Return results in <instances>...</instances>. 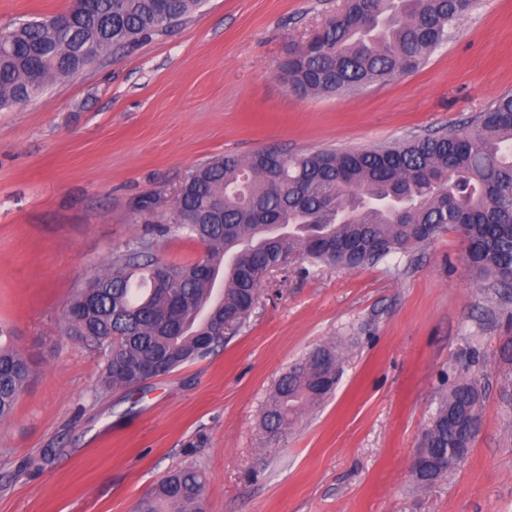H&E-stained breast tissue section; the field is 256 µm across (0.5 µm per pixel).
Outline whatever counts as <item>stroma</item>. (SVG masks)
<instances>
[{"label": "stroma", "instance_id": "35a3bbf8", "mask_svg": "<svg viewBox=\"0 0 512 512\" xmlns=\"http://www.w3.org/2000/svg\"><path fill=\"white\" fill-rule=\"evenodd\" d=\"M343 0H204L184 22L0 108V328L33 376L0 423V512H133L168 471L206 477L207 512H512V407L499 394L512 302L482 288L445 232L358 270L271 271L223 349L138 387L101 385L103 350L63 309L138 238L162 260L205 249L159 235L179 185L224 153L364 149L470 128L512 93V0H479L416 72L299 96L281 62ZM69 0H0V30ZM338 345L340 376L268 434L280 377ZM485 387L469 457L429 487L410 468L440 397Z\"/></svg>", "mask_w": 512, "mask_h": 512}]
</instances>
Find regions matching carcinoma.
Wrapping results in <instances>:
<instances>
[{"label": "carcinoma", "mask_w": 512, "mask_h": 512, "mask_svg": "<svg viewBox=\"0 0 512 512\" xmlns=\"http://www.w3.org/2000/svg\"><path fill=\"white\" fill-rule=\"evenodd\" d=\"M202 0H77L64 27L35 17L0 31V107L19 106L99 59L167 31ZM477 0H347L344 20L282 65L284 82L303 94L352 91L416 71L467 17ZM169 229L200 241L194 263L163 262L136 240L106 271L76 290L64 333L108 352L106 388L142 383L134 368L153 357L157 375L204 358L224 344L214 327L240 324L254 305L257 268L293 257L355 270L414 249L451 229L467 243L468 264L489 288H512V95L479 113L469 132L449 130L370 149L288 154H226L196 168L177 191ZM182 324L162 323L170 297ZM335 348H318L278 381L264 413L267 432L295 423L336 383ZM32 376L29 360L0 330V422L13 414ZM482 392L473 381L448 390L423 433L426 461L414 481L445 475L448 452L472 447ZM203 474L172 471L135 512H204Z\"/></svg>", "instance_id": "cac0c4a2"}]
</instances>
